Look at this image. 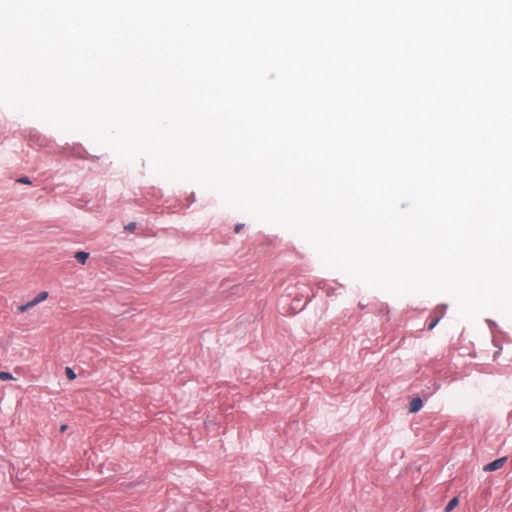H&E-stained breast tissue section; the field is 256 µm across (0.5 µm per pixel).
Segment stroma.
Listing matches in <instances>:
<instances>
[{
  "label": "stroma",
  "instance_id": "1",
  "mask_svg": "<svg viewBox=\"0 0 512 512\" xmlns=\"http://www.w3.org/2000/svg\"><path fill=\"white\" fill-rule=\"evenodd\" d=\"M512 319L0 106V512H512Z\"/></svg>",
  "mask_w": 512,
  "mask_h": 512
}]
</instances>
